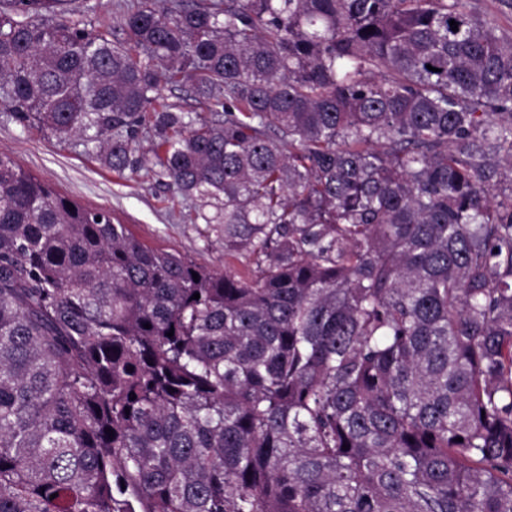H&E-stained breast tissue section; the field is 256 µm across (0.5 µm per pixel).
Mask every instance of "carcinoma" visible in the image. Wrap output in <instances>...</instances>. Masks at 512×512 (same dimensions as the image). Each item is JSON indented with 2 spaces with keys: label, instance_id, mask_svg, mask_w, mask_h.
<instances>
[{
  "label": "carcinoma",
  "instance_id": "carcinoma-1",
  "mask_svg": "<svg viewBox=\"0 0 512 512\" xmlns=\"http://www.w3.org/2000/svg\"><path fill=\"white\" fill-rule=\"evenodd\" d=\"M61 4L0 0V101L247 271L1 152L0 512H512V36L467 0H131L113 42ZM0 152L37 179L80 205L111 212L144 245L181 256L209 269H242L224 255L219 224L196 219L194 205L175 195L167 179L144 171L120 178L88 153L81 140L59 142L36 122L23 121L0 104Z\"/></svg>",
  "mask_w": 512,
  "mask_h": 512
}]
</instances>
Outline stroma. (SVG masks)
I'll return each instance as SVG.
<instances>
[{
    "label": "stroma",
    "instance_id": "obj_1",
    "mask_svg": "<svg viewBox=\"0 0 512 512\" xmlns=\"http://www.w3.org/2000/svg\"><path fill=\"white\" fill-rule=\"evenodd\" d=\"M126 0H66L64 16L92 32L123 39ZM0 152L37 179L80 205L111 212L144 245L221 272L240 270L225 257L224 237L197 219L191 202L169 189L163 178L137 173L117 176L88 153L81 140L58 141L34 121H24L0 105Z\"/></svg>",
    "mask_w": 512,
    "mask_h": 512
}]
</instances>
